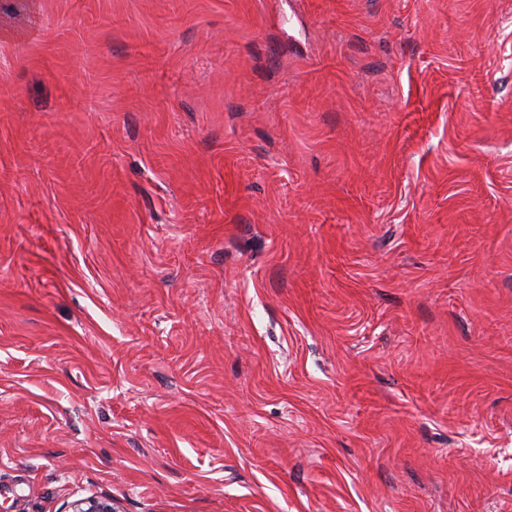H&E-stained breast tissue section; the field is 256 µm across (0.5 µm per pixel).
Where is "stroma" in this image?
I'll return each mask as SVG.
<instances>
[{
    "label": "stroma",
    "mask_w": 512,
    "mask_h": 512,
    "mask_svg": "<svg viewBox=\"0 0 512 512\" xmlns=\"http://www.w3.org/2000/svg\"><path fill=\"white\" fill-rule=\"evenodd\" d=\"M512 512V0H0V512ZM71 512H121L112 498L89 496L75 500Z\"/></svg>",
    "instance_id": "35a3bbf8"
}]
</instances>
